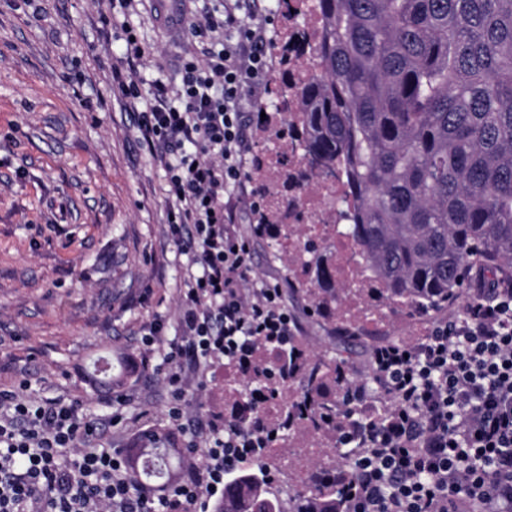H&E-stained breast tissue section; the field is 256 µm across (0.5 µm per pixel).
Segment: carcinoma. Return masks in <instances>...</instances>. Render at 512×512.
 <instances>
[{
  "instance_id": "obj_1",
  "label": "carcinoma",
  "mask_w": 512,
  "mask_h": 512,
  "mask_svg": "<svg viewBox=\"0 0 512 512\" xmlns=\"http://www.w3.org/2000/svg\"><path fill=\"white\" fill-rule=\"evenodd\" d=\"M322 22L316 75L301 91V118L287 131L313 167L339 169L349 209L346 235L381 297L418 315L462 301L470 268H512V0H314ZM312 313L323 294L347 289L330 257L308 242ZM336 361L306 364L310 411ZM181 449L162 428L128 452L134 488L171 482ZM253 481L217 512H281ZM289 512H336V490L296 493Z\"/></svg>"
}]
</instances>
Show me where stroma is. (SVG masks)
Segmentation results:
<instances>
[{"label": "stroma", "mask_w": 512, "mask_h": 512, "mask_svg": "<svg viewBox=\"0 0 512 512\" xmlns=\"http://www.w3.org/2000/svg\"><path fill=\"white\" fill-rule=\"evenodd\" d=\"M133 22L149 49L138 76L173 86L188 47L172 36L153 0ZM99 0H0V388L30 381L43 399L74 400L106 413L131 395L107 442L128 448L141 431L174 430L169 394L146 357L162 360L177 326L186 259L166 235L165 172L128 125L113 82L124 42L100 15ZM314 359L336 357L332 325L286 294ZM168 331L145 351L139 331ZM126 372L94 385L98 358ZM185 397L224 407L223 379L188 372Z\"/></svg>", "instance_id": "stroma-1"}]
</instances>
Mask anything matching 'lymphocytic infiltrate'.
I'll use <instances>...</instances> for the list:
<instances>
[{
    "instance_id": "obj_1",
    "label": "lymphocytic infiltrate",
    "mask_w": 512,
    "mask_h": 512,
    "mask_svg": "<svg viewBox=\"0 0 512 512\" xmlns=\"http://www.w3.org/2000/svg\"><path fill=\"white\" fill-rule=\"evenodd\" d=\"M110 0L126 38L127 72L112 76L139 138L166 173V233L186 255L180 335L163 358L170 420L197 456L163 494L133 491L121 449L105 446L119 414L94 417L79 402L0 389V512H208L227 480L259 463L287 418L188 410L182 374L232 367L249 378L260 358L299 344L280 284L255 279L241 201L249 112L267 88L274 18L262 0L180 19L190 48L180 83L141 93L133 75L146 49ZM332 437L350 449L351 481L336 512H512V282L475 289L462 317L431 323L408 345L383 344L368 375L339 369Z\"/></svg>"
}]
</instances>
